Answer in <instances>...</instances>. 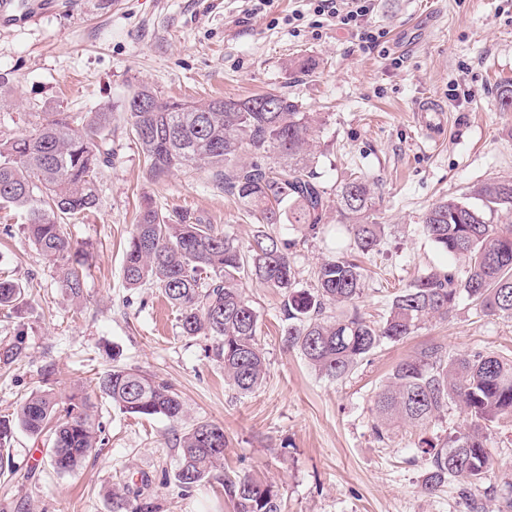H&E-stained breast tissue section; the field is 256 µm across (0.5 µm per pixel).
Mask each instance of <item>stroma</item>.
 Segmentation results:
<instances>
[{
	"label": "stroma",
	"mask_w": 512,
	"mask_h": 512,
	"mask_svg": "<svg viewBox=\"0 0 512 512\" xmlns=\"http://www.w3.org/2000/svg\"><path fill=\"white\" fill-rule=\"evenodd\" d=\"M58 0L23 29L0 25V135L28 133L43 112L82 117L114 108L112 163L98 174L99 203L67 232L86 257L84 295L58 283L55 266L30 243L25 220L0 209V278L22 283L18 315L0 312V342L23 334L22 361L0 365V416L39 390L69 393L112 363L139 369L171 386L188 408L173 423L138 418L98 399L104 446L74 473L50 464L47 439L17 431L13 476H0V512H112L113 494L148 497L153 512H232L224 475L250 474L273 483L284 512H457V495L421 492L428 468L420 439L452 433L467 422L456 405L423 428L395 427L378 440L375 396L400 362L439 345L450 354L512 350V320L476 314L461 299L453 317L433 320L399 342H386L345 379L319 376L288 349L282 295L244 280L259 315L267 375L248 395L224 378L211 340L182 335L179 312L160 289L131 290L122 278L124 247L143 199L210 224L248 246L258 224L206 170L153 176L120 105L146 84L183 100L243 99L276 91L318 113L316 173L328 193L350 178L375 181V209L386 224L359 312L381 321L399 288L417 273L454 270L463 259L439 250L421 220L441 197H462L494 180H512V112L501 92L512 82V0H374L370 17L384 33L360 49L350 31L316 13L315 0ZM316 61L298 72L296 58ZM437 99L448 127L429 141L415 119L418 102ZM329 209L324 232L272 224L290 241L297 287L316 285L323 259L345 243ZM223 425L224 464L209 481L177 485L178 442L193 424ZM496 461L474 489L489 503L512 473V423L488 431Z\"/></svg>",
	"instance_id": "1"
}]
</instances>
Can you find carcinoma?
<instances>
[{
  "mask_svg": "<svg viewBox=\"0 0 512 512\" xmlns=\"http://www.w3.org/2000/svg\"><path fill=\"white\" fill-rule=\"evenodd\" d=\"M121 109L153 175L208 169L260 224L286 218L313 233L324 224L329 198L313 171L318 118L301 111L288 95L179 101L143 84L128 94ZM111 137L112 107L105 106L79 123L67 112H48L29 134L0 138V205L25 213L28 238L48 262L59 266L60 287L76 299L82 296L85 261L65 220L83 218L97 207L96 175L112 162ZM472 195L481 206L465 198H443L422 218L424 234L438 249L464 259V269L414 276L394 296L380 323L366 320L354 308L364 292L363 260L386 235V225L374 213L371 183L364 177L336 189L352 251L323 260L311 291L295 287L290 242L259 230L243 251L212 225L187 215L173 217L150 200L136 215L123 280L129 289L147 284L160 289L179 310L183 335L213 341L224 376L241 394L260 386L267 374L257 311L242 291L243 280H262L284 293L288 348L300 352L319 375L339 381L382 343L400 341L433 319H448L462 295L477 311L512 320V225L486 218L488 212L512 213V181L483 184ZM24 300L22 284L0 279V309L14 311ZM332 306L340 313L326 314ZM23 350L18 334L0 345V363L18 361ZM99 397L138 417L177 422L185 413L183 400L168 385L115 361L76 392L63 397L32 393L12 417H0V471L10 463L18 429L49 437L51 465L61 473L75 471L102 446V427L94 413ZM450 402L470 422L441 441H422L429 468L421 492L431 495L452 485L466 512H485L472 488L494 465L485 429L512 421V356H450L432 345L402 361L376 395L374 433L382 441L397 422L429 424ZM179 446L176 481L191 488L209 479L224 460V427L198 422ZM224 494L234 512H282L274 487L250 475L224 477Z\"/></svg>",
  "mask_w": 512,
  "mask_h": 512,
  "instance_id": "cac0c4a2",
  "label": "carcinoma"
}]
</instances>
